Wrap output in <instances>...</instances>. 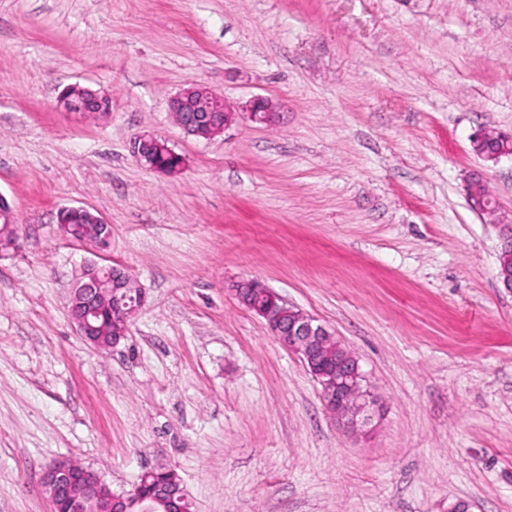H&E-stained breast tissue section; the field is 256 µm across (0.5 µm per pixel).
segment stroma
Returning <instances> with one entry per match:
<instances>
[{"label":"stroma","instance_id":"obj_1","mask_svg":"<svg viewBox=\"0 0 512 512\" xmlns=\"http://www.w3.org/2000/svg\"><path fill=\"white\" fill-rule=\"evenodd\" d=\"M80 83L103 115L66 112ZM200 83L280 104L186 134L172 97ZM512 0H0V512H50L44 469L71 460L112 492L175 470L192 512H512ZM148 131L185 159L149 169ZM84 206L103 253L61 235ZM105 259L146 302L124 340L88 345L68 314ZM257 279L360 360L382 411L342 432L301 359L238 304ZM108 97L98 90L79 84L69 85L59 97V107L66 112H107L104 102ZM275 104L265 97H255L245 106L248 117L259 123H272L277 115ZM494 141L492 147H499L500 141L502 142L501 148L495 152L490 153L486 150V145L490 141ZM472 149L474 153L481 157L484 161H491L497 163L503 157H512V135L504 133H492L486 131L477 132L471 139ZM154 147L159 148L161 150H164V149L170 150L172 154L179 155V154L175 153L174 150L168 146V143L165 140H163L153 134L142 133V134H136V136L133 137L132 146H131L132 153H133L134 157L141 164L148 166L151 169L157 170L161 173H165V174L176 173L177 171H179L182 168V166L184 165V158L181 155H179V156L182 158V162L180 163V165H178L176 167V169L173 172L162 171V170H159L156 166H153L151 164V162L149 161V158H150L149 151L151 148H154ZM466 191L470 205L476 213L494 214L496 212L492 193L481 176L471 177L466 185ZM89 210L84 207H61L57 212V223L59 226L60 231L63 233L64 236L70 238L68 236V233H71L69 224L71 225V228L75 232H80L85 224H91L90 221L84 219L82 216H73L69 221L68 224L66 223V216L68 214H74V213H81V212H88ZM97 221L100 223V232L98 234H92V235H78L75 236L71 234V238L74 241L83 243L85 245H93L98 249L104 250L108 247L110 243V239L112 236V227L110 224H105L104 220L97 215ZM501 224H507L509 233L503 239L500 247L498 254L499 266L496 277L502 288L512 292V217L510 219H503Z\"/></svg>","mask_w":512,"mask_h":512}]
</instances>
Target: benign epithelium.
<instances>
[{
  "instance_id": "obj_1",
  "label": "benign epithelium",
  "mask_w": 512,
  "mask_h": 512,
  "mask_svg": "<svg viewBox=\"0 0 512 512\" xmlns=\"http://www.w3.org/2000/svg\"><path fill=\"white\" fill-rule=\"evenodd\" d=\"M107 96L98 90L73 84L59 97V107L66 112H104ZM170 110L178 125L189 135L213 137L223 132L237 117L224 98L210 88L194 84L170 100ZM248 117L259 123H271L276 117L275 104L265 97H255L245 106ZM497 139L501 148L490 153L486 145ZM474 153L485 161L498 162L512 157V135L480 131L471 139ZM169 149L168 143L150 133L133 137L132 153L143 165L151 166L152 148ZM472 209L480 214L496 212L495 201L484 179L476 175L466 185ZM100 232L71 236L85 245L105 249L112 236L111 225L97 218ZM509 233L498 254L497 280L512 292V218L503 220ZM238 302L261 318L283 346L296 353L321 386L326 410L346 432H358L371 420V410L378 397L366 383L358 357L335 339L327 328L297 307L288 304L276 292L257 280H243L233 288ZM145 304V292L129 275L112 273V266L96 262L84 266L82 276L72 289L69 313L76 331L97 349H107L124 339L129 325ZM106 308L112 319V335H96L95 307ZM158 492L142 496L136 490L118 496L95 472L69 461H58L45 470L42 485L52 512H176L177 503L186 500L182 487H167L156 471Z\"/></svg>"
}]
</instances>
